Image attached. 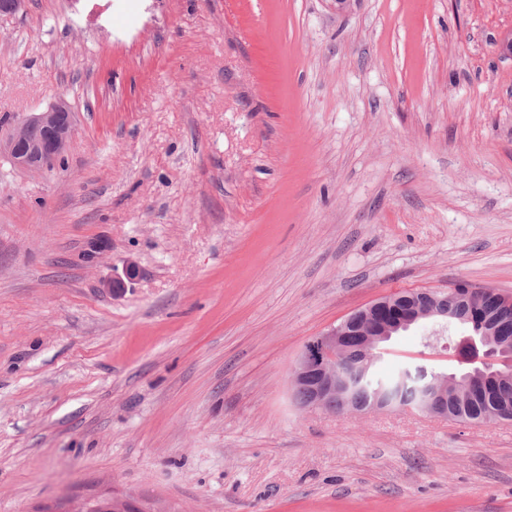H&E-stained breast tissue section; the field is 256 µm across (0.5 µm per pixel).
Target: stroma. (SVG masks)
<instances>
[{
  "label": "stroma",
  "mask_w": 512,
  "mask_h": 512,
  "mask_svg": "<svg viewBox=\"0 0 512 512\" xmlns=\"http://www.w3.org/2000/svg\"><path fill=\"white\" fill-rule=\"evenodd\" d=\"M511 32L512 0L0 20V117L62 99L76 127L52 169L0 159V512H512V424L334 415L289 385L380 297L512 295ZM466 332L413 326L373 370L456 372Z\"/></svg>",
  "instance_id": "1"
}]
</instances>
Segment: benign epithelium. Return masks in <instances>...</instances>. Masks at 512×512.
<instances>
[{
  "label": "benign epithelium",
  "instance_id": "obj_1",
  "mask_svg": "<svg viewBox=\"0 0 512 512\" xmlns=\"http://www.w3.org/2000/svg\"><path fill=\"white\" fill-rule=\"evenodd\" d=\"M75 133L74 112L60 100L42 112H31L17 118L10 128L0 131V155L17 168L39 172L61 159ZM390 294L355 310L338 325L310 339L303 346L291 370L292 393L307 392L304 406L325 411L332 401L339 400V412L364 413L366 409L355 405L347 394L348 379L341 372L346 344L356 337L363 369H368L378 357L381 344L393 334L405 331L421 319L450 321L454 319L448 308V295L434 290H420L398 304ZM512 296L503 297L495 321L486 322L485 333L503 339L499 345L487 346L477 336L465 337L455 348L454 357L460 364H479L487 370L494 365L499 369L492 375L498 381L512 385ZM439 375L428 372L422 365L407 371L405 384L414 393L417 410L445 420L448 411L442 401L443 391L438 386ZM107 512H147L136 501L118 498L108 502Z\"/></svg>",
  "mask_w": 512,
  "mask_h": 512
}]
</instances>
